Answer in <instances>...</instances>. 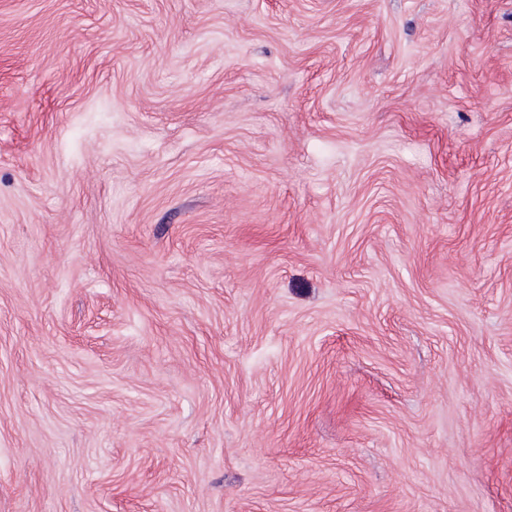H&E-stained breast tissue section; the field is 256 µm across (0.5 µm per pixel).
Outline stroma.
Returning <instances> with one entry per match:
<instances>
[{"instance_id":"1","label":"stroma","mask_w":512,"mask_h":512,"mask_svg":"<svg viewBox=\"0 0 512 512\" xmlns=\"http://www.w3.org/2000/svg\"><path fill=\"white\" fill-rule=\"evenodd\" d=\"M0 512H512V0H0Z\"/></svg>"}]
</instances>
